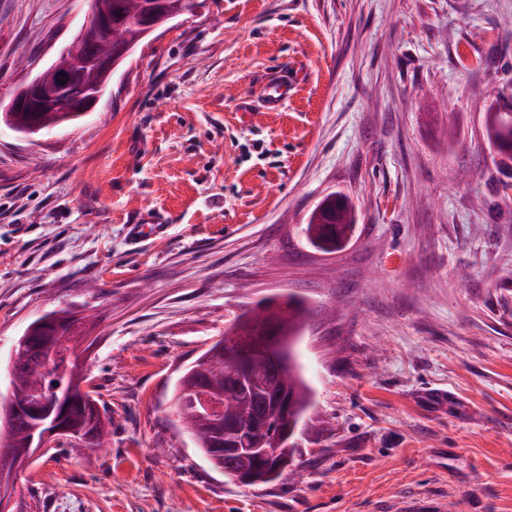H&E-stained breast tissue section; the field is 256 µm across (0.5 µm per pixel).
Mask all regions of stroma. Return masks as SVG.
<instances>
[{
	"label": "stroma",
	"mask_w": 512,
	"mask_h": 512,
	"mask_svg": "<svg viewBox=\"0 0 512 512\" xmlns=\"http://www.w3.org/2000/svg\"><path fill=\"white\" fill-rule=\"evenodd\" d=\"M79 120L0 124V359L44 312L85 313L110 443L20 471L13 512H512V0H197ZM91 0H0V100L72 42ZM288 72L278 111L240 102ZM350 197L341 251L302 232ZM166 226L135 244L129 225ZM294 295L312 390L292 470L242 486L172 389L242 309ZM494 113L495 118L488 128L489 141L498 154L512 158V139L507 140L508 134L512 135V113ZM396 512H447L448 500L442 498H426L420 495H404L400 497Z\"/></svg>",
	"instance_id": "obj_1"
}]
</instances>
